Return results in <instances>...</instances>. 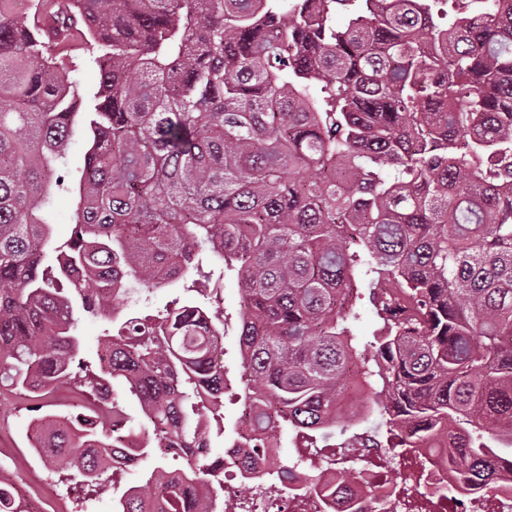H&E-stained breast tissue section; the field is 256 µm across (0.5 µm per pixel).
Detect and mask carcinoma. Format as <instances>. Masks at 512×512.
<instances>
[{
    "instance_id": "1",
    "label": "carcinoma",
    "mask_w": 512,
    "mask_h": 512,
    "mask_svg": "<svg viewBox=\"0 0 512 512\" xmlns=\"http://www.w3.org/2000/svg\"><path fill=\"white\" fill-rule=\"evenodd\" d=\"M0 0V386L50 406L58 482H114L186 448L112 512H217L227 317L240 366L232 446L331 435L353 386L385 396L389 450L458 439L464 489L512 482V0ZM98 70L83 93L62 55ZM85 166L71 174L74 136ZM73 227L52 241L54 196ZM383 330L354 344V281ZM178 295L153 313L142 295ZM107 321L97 359L81 317ZM137 399L135 424L113 381ZM283 484L296 472L271 466ZM0 512H24L0 482Z\"/></svg>"
}]
</instances>
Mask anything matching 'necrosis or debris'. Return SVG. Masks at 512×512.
<instances>
[{
  "label": "necrosis or debris",
  "mask_w": 512,
  "mask_h": 512,
  "mask_svg": "<svg viewBox=\"0 0 512 512\" xmlns=\"http://www.w3.org/2000/svg\"><path fill=\"white\" fill-rule=\"evenodd\" d=\"M301 461L320 460L319 486L309 490L299 483H287L280 489L287 501V512H512V487H496L462 498H440L436 487L453 482L450 462L452 449L433 452L425 448L400 458L368 456L352 448H298ZM272 458H233L224 465V512H264L268 494L259 481H244L245 472L260 473L271 466ZM402 470L403 481L389 480L393 470ZM352 474L355 493L337 498L334 490L339 474ZM250 484L242 494L241 484Z\"/></svg>",
  "instance_id": "4bbe7bcc"
}]
</instances>
